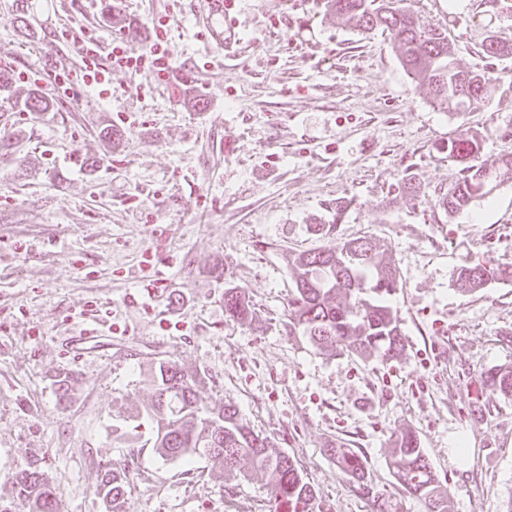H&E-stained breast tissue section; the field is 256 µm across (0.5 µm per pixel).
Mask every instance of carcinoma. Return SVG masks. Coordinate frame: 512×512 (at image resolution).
<instances>
[{"mask_svg":"<svg viewBox=\"0 0 512 512\" xmlns=\"http://www.w3.org/2000/svg\"><path fill=\"white\" fill-rule=\"evenodd\" d=\"M326 7L344 24L363 31L382 29L394 40L399 59L411 78L429 88L444 109L457 110L488 99L494 80L484 71L464 70L454 62L448 33L439 27L423 26L407 0H326ZM483 52L490 58L512 55V47L489 35ZM29 112H43L49 104L37 91L23 102ZM448 159L461 165L460 177L439 193L436 204L456 214L486 197V175L495 177L512 171V154L491 162H480L479 140L473 135L448 137ZM294 298L291 323L319 350L348 352L362 358L391 360L402 354L404 337L387 298L399 284L393 260L372 244L358 238L332 247L308 250L293 257ZM492 282L511 283L512 265L464 264L456 272L455 284L464 293H474ZM225 313L239 321L252 318V310L240 288L224 292ZM485 390L512 397V368L491 367L481 374ZM155 400L146 410L155 424L152 448L162 458L194 456L214 458L226 471H250L269 486L288 512H307L314 488L284 452L270 449L236 408L222 401L209 406L199 403L197 378L174 362H158L151 368ZM336 467L368 495L366 460L342 444L331 449ZM398 459L395 479L407 492L429 504V512H449L448 491L432 471L419 437L403 430L393 441ZM13 491L26 512H60L55 486L34 462L14 472ZM126 471L121 465L106 466L97 491L106 512H127Z\"/></svg>","mask_w":512,"mask_h":512,"instance_id":"obj_1","label":"carcinoma"}]
</instances>
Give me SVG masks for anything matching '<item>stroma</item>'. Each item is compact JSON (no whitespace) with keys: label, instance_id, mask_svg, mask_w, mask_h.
Listing matches in <instances>:
<instances>
[{"label":"stroma","instance_id":"obj_1","mask_svg":"<svg viewBox=\"0 0 512 512\" xmlns=\"http://www.w3.org/2000/svg\"><path fill=\"white\" fill-rule=\"evenodd\" d=\"M202 2L0 0L12 75L77 66L73 22L137 52L169 17L175 62L162 81L113 70L111 94L77 88L44 112L24 109L25 89L0 95V500L34 461L61 512H105L99 468L117 462L130 512H280L259 478L154 453L150 369L171 361L199 376L201 402L234 405L297 461L313 512H428L394 477L405 429L450 512H506L512 397L480 374L512 367V284L464 294L454 272L512 264V174L452 216L436 196L460 176L449 136L479 138L484 160L512 154V58L482 49L512 44V0H412L460 67L496 80L459 112L411 79L389 32L349 27L325 0H230L232 60L196 25ZM339 201L333 236H312ZM362 237L400 272L405 350L388 362L317 350L289 324L291 255ZM231 286L251 321L226 316ZM339 443L364 454L372 496L338 471Z\"/></svg>","mask_w":512,"mask_h":512}]
</instances>
